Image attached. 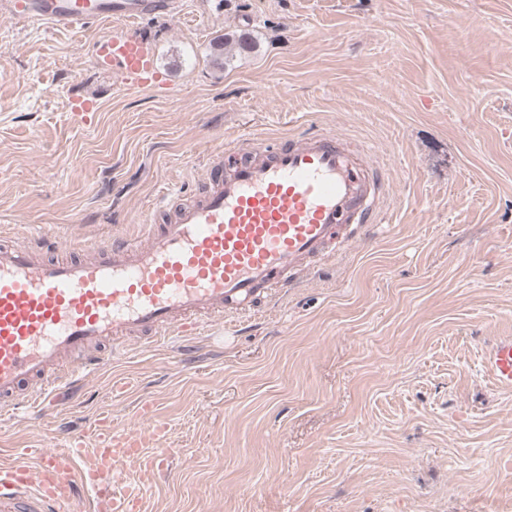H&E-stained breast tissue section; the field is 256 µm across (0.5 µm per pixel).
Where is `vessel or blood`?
Listing matches in <instances>:
<instances>
[{"label": "vessel or blood", "instance_id": "obj_1", "mask_svg": "<svg viewBox=\"0 0 512 512\" xmlns=\"http://www.w3.org/2000/svg\"><path fill=\"white\" fill-rule=\"evenodd\" d=\"M177 0H0L17 26L82 29L112 19L136 23L177 13ZM96 62L134 87L159 78L152 43L129 32L103 36ZM207 171L200 197L166 199L174 215L117 237L94 256L66 255L43 227L28 243L0 239V420L54 400L71 372L64 358L84 352V376L99 365L94 345L137 337L195 335L201 318L242 314L268 290L347 245L349 224L379 207L362 155L320 134L262 148L243 138ZM484 366L512 388V336L487 349ZM137 423L102 412L69 434L64 448L18 449L0 463V512H145V494L167 472L166 424L143 404Z\"/></svg>", "mask_w": 512, "mask_h": 512}]
</instances>
